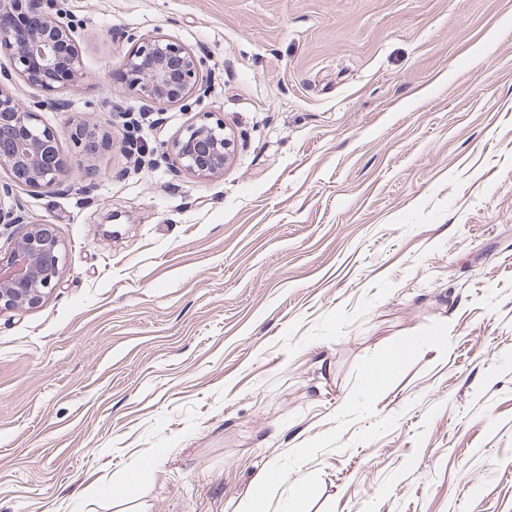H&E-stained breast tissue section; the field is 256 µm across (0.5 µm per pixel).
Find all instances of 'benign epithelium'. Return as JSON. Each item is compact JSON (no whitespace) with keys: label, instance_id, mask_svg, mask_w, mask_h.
Here are the masks:
<instances>
[{"label":"benign epithelium","instance_id":"1","mask_svg":"<svg viewBox=\"0 0 512 512\" xmlns=\"http://www.w3.org/2000/svg\"><path fill=\"white\" fill-rule=\"evenodd\" d=\"M123 57L125 83L146 99L177 105L191 94L205 96L201 62L170 37L132 34ZM0 49L10 58L12 72L30 86L47 92L78 91L88 78L75 26L61 11L51 12L48 0H0ZM0 71V169L10 183H0V229L10 231L11 247L0 256V313L38 305L52 289L62 260L53 225L26 223L21 204L5 199L13 187L34 191L60 184L65 163L55 133L42 125L39 112L65 111L69 103L18 98ZM235 140L224 122L189 124L172 144L179 165L198 176L224 171Z\"/></svg>","mask_w":512,"mask_h":512}]
</instances>
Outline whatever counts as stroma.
Listing matches in <instances>:
<instances>
[{"label": "stroma", "instance_id": "1", "mask_svg": "<svg viewBox=\"0 0 512 512\" xmlns=\"http://www.w3.org/2000/svg\"><path fill=\"white\" fill-rule=\"evenodd\" d=\"M54 5L89 78L40 114L61 185L19 193L63 259L0 314V512H242L270 468L300 512H512V0ZM133 31L206 96L129 90ZM207 112L234 153L177 172Z\"/></svg>", "mask_w": 512, "mask_h": 512}]
</instances>
